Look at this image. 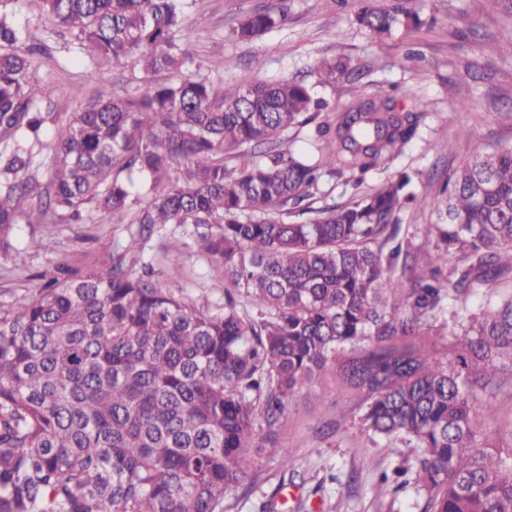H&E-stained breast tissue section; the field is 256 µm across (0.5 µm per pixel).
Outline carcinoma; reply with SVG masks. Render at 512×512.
Here are the masks:
<instances>
[{
    "instance_id": "cac0c4a2",
    "label": "carcinoma",
    "mask_w": 512,
    "mask_h": 512,
    "mask_svg": "<svg viewBox=\"0 0 512 512\" xmlns=\"http://www.w3.org/2000/svg\"><path fill=\"white\" fill-rule=\"evenodd\" d=\"M35 2L91 78L132 58L145 77L128 96L98 89L47 140L52 90L0 11V254L25 264L88 209L140 230L100 264L0 305V512H224L261 430L321 378L361 399L366 430L418 449L381 473L393 493L424 492L423 512H512V451L475 429L494 413L476 389L512 380V293L500 292L512 145L476 151L433 196L409 192L401 171L315 208L325 175L366 173L411 141L419 116L356 87L329 119L297 80H154L180 70L194 40L182 0ZM284 20L256 11L232 34L251 41ZM356 22L380 40L424 25L409 0H362ZM318 75L355 81L341 57ZM312 123L325 145L292 148L288 130ZM410 206L435 217L426 269L402 224ZM23 219L45 230L18 249ZM158 224L194 226L224 305L159 287L140 257ZM448 312L461 340L440 355L431 336Z\"/></svg>"
}]
</instances>
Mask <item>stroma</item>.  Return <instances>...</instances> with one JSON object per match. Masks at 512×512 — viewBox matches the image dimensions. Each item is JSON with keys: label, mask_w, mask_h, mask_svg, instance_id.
Instances as JSON below:
<instances>
[{"label": "stroma", "mask_w": 512, "mask_h": 512, "mask_svg": "<svg viewBox=\"0 0 512 512\" xmlns=\"http://www.w3.org/2000/svg\"><path fill=\"white\" fill-rule=\"evenodd\" d=\"M427 24L386 40L359 27L360 0H186V22L197 37L188 70L223 80L233 87L246 78H297L316 85V64L338 55L350 59L357 84L368 96L393 97L404 110L418 113L415 137L393 159L370 170L358 190L369 192L396 171L417 174L416 191L438 189L453 169L478 147L512 144V58L503 47L512 42V0H412ZM284 7L286 21L250 42L230 32L246 14ZM27 43L44 44L39 78L53 88L51 110L57 121L96 88L88 62L70 36H58L37 19L33 0H6ZM349 175L325 179L314 197L318 207L347 202L354 190ZM126 226L108 224L98 215L60 227L48 252H28L15 267L0 254V304L19 299L44 278H64L97 264ZM145 261L159 273L161 287L191 295L198 304H223L210 286L212 271L192 225L158 226L143 243ZM496 412L479 425L483 436L501 449L512 448V384L494 383L479 390ZM359 399L320 381L304 387L289 404L276 444H259L247 453L250 488L224 497V512H260L268 499L276 512H422L423 495L414 488L392 493L378 481L381 472L413 463L414 449L382 441L357 422ZM290 449L295 474L284 479L277 448Z\"/></svg>", "instance_id": "obj_1"}]
</instances>
